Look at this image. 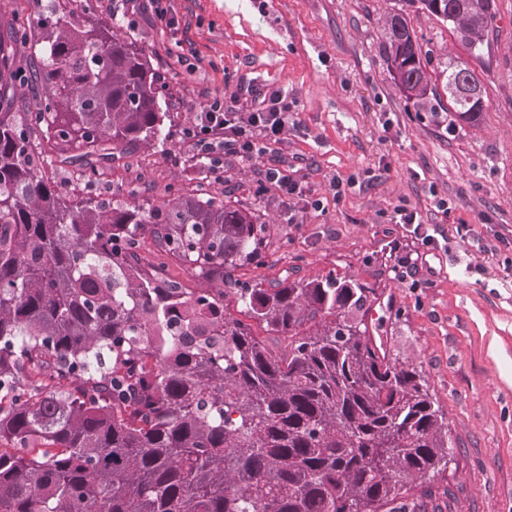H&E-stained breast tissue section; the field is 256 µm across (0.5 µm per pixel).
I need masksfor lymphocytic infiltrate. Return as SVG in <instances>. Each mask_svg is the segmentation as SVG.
I'll return each instance as SVG.
<instances>
[{
  "label": "lymphocytic infiltrate",
  "instance_id": "f902f5d3",
  "mask_svg": "<svg viewBox=\"0 0 512 512\" xmlns=\"http://www.w3.org/2000/svg\"><path fill=\"white\" fill-rule=\"evenodd\" d=\"M291 106L281 90H248L241 107L226 109L220 101L203 106L196 124L186 136L199 156L220 163L222 156H238L246 160L267 158L264 179L276 188L284 201L303 208L312 203L305 197L302 184L267 154L272 144L286 139Z\"/></svg>",
  "mask_w": 512,
  "mask_h": 512
}]
</instances>
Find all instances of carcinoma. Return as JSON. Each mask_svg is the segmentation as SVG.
I'll use <instances>...</instances> for the list:
<instances>
[{
	"instance_id": "1",
	"label": "carcinoma",
	"mask_w": 512,
	"mask_h": 512,
	"mask_svg": "<svg viewBox=\"0 0 512 512\" xmlns=\"http://www.w3.org/2000/svg\"><path fill=\"white\" fill-rule=\"evenodd\" d=\"M405 4L484 56L496 0ZM383 39L393 80L433 108L403 13ZM446 70L448 103L475 123L479 76L454 58ZM20 80L41 88L32 108ZM163 90L133 34L56 0L0 31V512H443L429 479L448 466V417L369 333L373 288L237 280L266 248L251 204L204 190L81 197L42 175V134L88 188L130 147L165 145ZM147 232L205 287L142 266ZM254 322L287 338L288 356Z\"/></svg>"
}]
</instances>
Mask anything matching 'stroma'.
<instances>
[{
	"instance_id": "obj_1",
	"label": "stroma",
	"mask_w": 512,
	"mask_h": 512,
	"mask_svg": "<svg viewBox=\"0 0 512 512\" xmlns=\"http://www.w3.org/2000/svg\"><path fill=\"white\" fill-rule=\"evenodd\" d=\"M497 19L474 69L486 91L477 124L458 120L448 97L418 108L384 61L382 25L402 0H169L170 31L151 0H134L133 20L112 16L108 0H74L84 18L113 19L132 32L166 82L165 146L130 149L105 170L95 193L140 187L149 200L168 188L226 192L266 220L262 266L237 270L248 284L352 277L375 288L367 317L373 336L421 369L450 419L454 459L434 485L450 489L452 512H512V0ZM408 22L436 86L449 58L468 59L435 16ZM203 59L209 76L188 69ZM284 89L293 100L287 138L270 155L296 171L322 208L287 210L264 182L262 162L228 158L208 170L185 131L212 97L239 107L240 89ZM347 181L333 200V178ZM447 199L449 213L435 205ZM417 211L436 238L426 248L391 224L395 207ZM473 233L461 237L460 223ZM399 239L403 251L391 250ZM143 264L195 289L193 270L152 240Z\"/></svg>"
}]
</instances>
